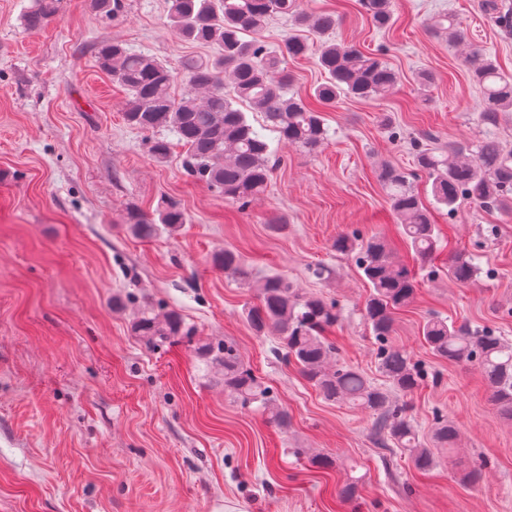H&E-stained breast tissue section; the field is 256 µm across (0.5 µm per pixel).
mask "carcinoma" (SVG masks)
I'll return each instance as SVG.
<instances>
[{
    "mask_svg": "<svg viewBox=\"0 0 512 512\" xmlns=\"http://www.w3.org/2000/svg\"><path fill=\"white\" fill-rule=\"evenodd\" d=\"M172 32L191 43L220 48L212 58L189 57L183 63L191 91L177 99L172 94L176 73L153 56L133 53L119 43L98 51L100 67L125 87L129 98L124 121L143 132L170 130L186 149L184 170L198 182L224 193V198L247 205L262 194L272 174L274 154L265 136L249 122L239 104L262 113L263 128L278 134V141L307 152L317 151L327 130L322 112L285 91L288 75L280 73L287 58L309 50L306 41L289 37L279 53L267 50L259 33L273 16L293 19L319 36L336 28V15L306 13L299 0H169ZM360 7L378 30L393 23L391 0H359ZM61 0H34L23 15L29 31L42 29L60 10ZM95 12L117 17L123 0H92ZM481 8L505 35H512V10L499 0H482ZM433 34L462 39L454 24L443 15L430 26ZM464 63L471 82L481 94V115L495 119L512 112V74H505L481 48L469 50ZM317 65L325 74L313 97L332 106L343 97L376 99L394 92L396 71L376 53H364L345 43H320ZM416 169L431 181L435 204L454 215L464 202L480 208L512 206V149L495 138H483L470 148L448 149L414 143ZM379 178L389 192V206L402 226L410 247L422 262L440 249V239L431 214L407 184L406 173L386 164ZM186 223L182 209L167 203L158 217L138 211L129 213L127 224L133 236L150 240L178 231ZM333 248L355 258L371 293L365 303V320L380 342L378 367L385 385L377 386L351 366L332 362L333 347L325 332L335 326L334 307L323 299L300 293L288 276L266 277L258 285V303L245 309V317L259 335L271 334L282 346L283 358L295 362L302 375L329 402H348L376 415L378 429L408 454L419 470L437 465L458 436L449 421H439L432 431L433 447L421 439L412 422L395 404L396 395H407L420 386L423 373L402 349L388 344L395 311L415 298L417 280L408 266L393 260L386 241L340 235ZM213 262L224 273L244 278L240 256L229 249L217 253ZM479 273L475 259L460 252L448 255V277L460 284ZM131 332L150 347L191 339L193 329L175 310H147L131 323ZM423 339L438 358L481 367L499 414L512 420V343L488 332L478 333L466 324H450L442 318L423 326ZM198 355L224 372V392L242 406L259 404L269 422L288 426V415L270 397V389L245 367L236 347L228 342L202 343Z\"/></svg>",
    "mask_w": 512,
    "mask_h": 512,
    "instance_id": "obj_1",
    "label": "carcinoma"
}]
</instances>
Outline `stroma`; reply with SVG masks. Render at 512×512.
Returning <instances> with one entry per match:
<instances>
[{
  "instance_id": "1",
  "label": "stroma",
  "mask_w": 512,
  "mask_h": 512,
  "mask_svg": "<svg viewBox=\"0 0 512 512\" xmlns=\"http://www.w3.org/2000/svg\"><path fill=\"white\" fill-rule=\"evenodd\" d=\"M30 2L0 0V512H512V420L477 364L433 356L421 335L437 314L512 341V211H436L445 250L424 266L378 179L383 165L398 166L429 204L415 141L491 136L512 148V112L481 122L464 66L476 45L512 73V36L479 0H391L386 30L358 0H299L305 12L335 13L333 39L380 52L399 85L383 99L341 98L325 114L317 152L268 133L279 163L264 194L244 206L187 176L174 134L168 157L155 160L151 134L123 120L127 91L97 63L99 46L117 42L179 72L184 58L213 56L217 46L176 37L168 0H124L111 20L96 17L90 0H63L37 32L22 22ZM440 13L455 17L461 42L431 33ZM307 41L310 53L285 64L288 94L306 99L323 78L320 40ZM422 71L434 77L429 86L417 81ZM169 201L186 215L177 232L130 234L128 211L152 216ZM356 233L387 240L419 283L389 338L424 373L402 401L422 437L441 418L458 430L427 472L383 441L372 413L325 401L282 360L275 336L256 335L243 316L255 289L212 262L229 248L254 278L284 274L300 292L336 302L342 317L327 339L337 360L380 384L368 289L354 259L331 248ZM453 250L477 259L467 284L448 277ZM319 266L321 280L312 274ZM116 295L127 299L119 311ZM147 304L180 312L197 329L194 341L146 348L130 325ZM224 340L272 386L287 427L225 395L220 371L194 351ZM316 454L332 466L311 465ZM469 471L476 483H463ZM352 476L357 495L339 498Z\"/></svg>"
}]
</instances>
